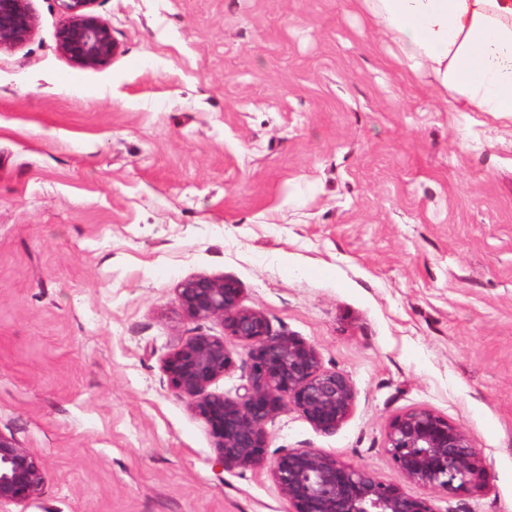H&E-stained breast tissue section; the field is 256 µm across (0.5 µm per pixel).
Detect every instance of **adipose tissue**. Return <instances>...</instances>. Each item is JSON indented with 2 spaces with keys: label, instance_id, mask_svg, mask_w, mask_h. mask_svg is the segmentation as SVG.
Here are the masks:
<instances>
[{
  "label": "adipose tissue",
  "instance_id": "1",
  "mask_svg": "<svg viewBox=\"0 0 512 512\" xmlns=\"http://www.w3.org/2000/svg\"><path fill=\"white\" fill-rule=\"evenodd\" d=\"M397 63L457 112L512 116V0H357Z\"/></svg>",
  "mask_w": 512,
  "mask_h": 512
}]
</instances>
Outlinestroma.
Instances as JSON below:
<instances>
[{
  "mask_svg": "<svg viewBox=\"0 0 512 512\" xmlns=\"http://www.w3.org/2000/svg\"><path fill=\"white\" fill-rule=\"evenodd\" d=\"M0 52V433L42 494L0 512H288L267 468L212 464L166 356L225 336L180 282L232 280L272 334L346 374L312 448L401 476L390 419L428 408L487 463L435 512H512V117L453 112L355 0H97L117 50L60 51V0Z\"/></svg>",
  "mask_w": 512,
  "mask_h": 512,
  "instance_id": "stroma-1",
  "label": "stroma"
}]
</instances>
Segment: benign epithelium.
I'll return each instance as SVG.
<instances>
[{
  "instance_id": "benign-epithelium-1",
  "label": "benign epithelium",
  "mask_w": 512,
  "mask_h": 512,
  "mask_svg": "<svg viewBox=\"0 0 512 512\" xmlns=\"http://www.w3.org/2000/svg\"><path fill=\"white\" fill-rule=\"evenodd\" d=\"M66 21L59 48L79 68H94L116 50L109 26L93 8L97 0H61ZM36 25L28 0H0V51L31 36ZM181 310L194 319L221 323L224 335L200 334L177 345L162 371L172 390L210 428L215 461L226 469L264 464L267 423L284 407L296 409L312 426L333 433L351 414L355 390L349 378L323 368L315 347L294 336H275L261 312L245 307L237 285L200 275L176 288ZM250 346L249 372L235 399L208 391L234 365L224 337ZM385 450L402 476L386 483L371 472L315 449H289L269 473L292 512H434L414 485L448 497L482 487L486 460L460 425L426 408L393 417ZM45 472L38 455L0 434V504L21 505L41 494Z\"/></svg>"
}]
</instances>
